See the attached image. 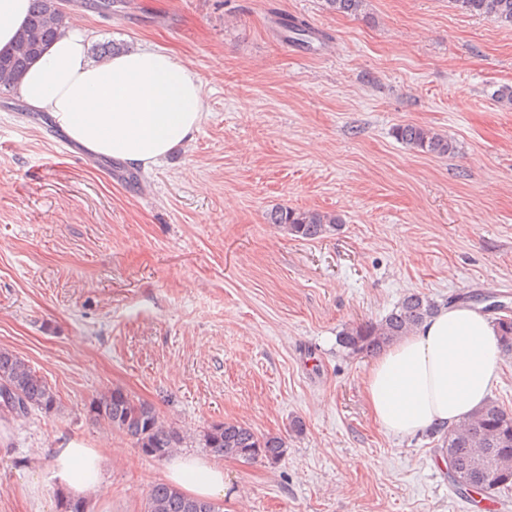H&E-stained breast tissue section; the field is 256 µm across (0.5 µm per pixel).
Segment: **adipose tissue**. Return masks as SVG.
<instances>
[{"mask_svg": "<svg viewBox=\"0 0 512 512\" xmlns=\"http://www.w3.org/2000/svg\"><path fill=\"white\" fill-rule=\"evenodd\" d=\"M90 37L88 28H66L29 65L16 93L91 153L145 168L162 164L200 127L198 76L159 49L92 60ZM500 356L495 327L480 308H440L371 364L363 389L374 421L400 437L460 423L487 401ZM107 461L99 448L71 438L53 449L50 470L59 491L96 512L110 495ZM166 477L193 497L224 495L223 468L203 457L172 456Z\"/></svg>", "mask_w": 512, "mask_h": 512, "instance_id": "1", "label": "adipose tissue"}]
</instances>
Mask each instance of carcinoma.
Wrapping results in <instances>:
<instances>
[{"instance_id": "obj_1", "label": "carcinoma", "mask_w": 512, "mask_h": 512, "mask_svg": "<svg viewBox=\"0 0 512 512\" xmlns=\"http://www.w3.org/2000/svg\"><path fill=\"white\" fill-rule=\"evenodd\" d=\"M53 0H31L27 22L19 33L12 51L0 53V93H9L25 73L31 61L66 27L68 16L57 14ZM336 13L360 16L367 0H326ZM466 13L491 19L512 27V0H454ZM282 37L303 49L313 42L327 44L330 37L314 30L305 19L281 17L278 21ZM395 137L409 148L425 154L445 156L455 152L448 137L427 126L400 125ZM268 223L282 228L300 240H316L337 229L341 218L329 212L278 207L270 212ZM476 303L486 301L485 309L497 314L494 318L500 345L512 352V308L489 300L477 293L463 296ZM439 305L428 296L412 292L380 321L367 322L344 329L339 344L352 352L377 353L398 338L417 329L438 311ZM0 402L17 417L33 409L52 413L59 407V398L48 383L36 375L28 362L14 352L0 348ZM93 422L104 424L125 435L136 447L151 457L163 459L186 443L187 436L165 426L155 409L134 399L116 387L96 395L87 406ZM441 446L437 451L451 458L454 466L448 476L469 491H488V495L512 491V413L494 401L486 403L462 425L430 432ZM198 443L218 457L232 456L247 461L261 460L277 464L285 453V441L277 435H258L238 422L224 421L209 426L199 434ZM59 512H89L87 503L68 496L58 497ZM145 512H224L223 505L185 494L166 483L155 484L146 499Z\"/></svg>"}]
</instances>
